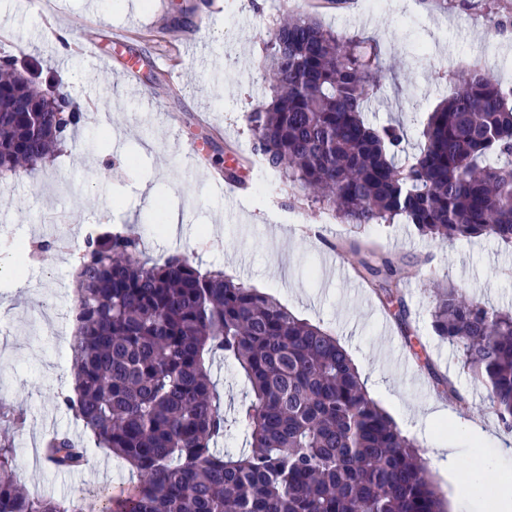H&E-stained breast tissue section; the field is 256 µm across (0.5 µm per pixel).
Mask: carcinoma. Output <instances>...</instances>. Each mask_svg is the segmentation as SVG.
Listing matches in <instances>:
<instances>
[{
	"label": "carcinoma",
	"mask_w": 512,
	"mask_h": 512,
	"mask_svg": "<svg viewBox=\"0 0 512 512\" xmlns=\"http://www.w3.org/2000/svg\"><path fill=\"white\" fill-rule=\"evenodd\" d=\"M12 64L0 61V170L32 173L85 116L61 87L69 115L59 124ZM264 68L270 98L248 121L256 156L284 182L356 229L401 220L435 242L512 245V89L479 65L451 78L423 148L403 164V128H374L362 115L380 89L377 49L293 13L274 21ZM22 98L38 125L16 109ZM361 267L393 295L402 269L389 260ZM76 282L75 394L62 403L137 482L89 502L32 496L1 437L0 512H447L420 449L370 396L347 350L270 294L180 254L150 260L121 231L86 236ZM431 318L512 433V312L441 285ZM217 359L248 383L238 451L216 448L228 427L211 374ZM43 454L61 470L85 462L67 433Z\"/></svg>",
	"instance_id": "cac0c4a2"
}]
</instances>
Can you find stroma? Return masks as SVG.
Segmentation results:
<instances>
[{"label":"stroma","instance_id":"35a3bbf8","mask_svg":"<svg viewBox=\"0 0 512 512\" xmlns=\"http://www.w3.org/2000/svg\"><path fill=\"white\" fill-rule=\"evenodd\" d=\"M0 0L7 36L0 57L16 59L39 85L59 79L92 114L66 151L31 175L0 174V401L23 412L10 437L28 491L78 501L99 488L119 492L136 477L96 447L91 433L60 405L73 381L56 346L71 332L76 242L89 225L137 234L153 259L186 255L204 269L272 294L296 316L330 331L367 379L375 401L414 438L455 512V496L512 436L491 413L486 388L431 326L434 284H452L487 307L512 310V246L491 237L440 243L413 225L372 224L360 233L322 204L260 167L247 117L267 101L264 43L272 20L304 13L340 35L378 47L382 87L365 111L374 127L404 129L400 160L418 153L427 117L449 94V78L479 63L512 84V0ZM66 29L60 55L51 29ZM94 43L98 64L81 47ZM136 64L141 88L131 98L124 70ZM200 166L188 172L185 153ZM233 171L244 191L225 197L215 175ZM150 186L180 234L156 230ZM375 245L373 263L404 264L399 292L380 302L360 276L350 238ZM55 240L52 251L12 274L14 243ZM462 396L439 395L433 373ZM87 450L69 475L41 454L53 432ZM455 445V465L436 456Z\"/></svg>","mask_w":512,"mask_h":512}]
</instances>
